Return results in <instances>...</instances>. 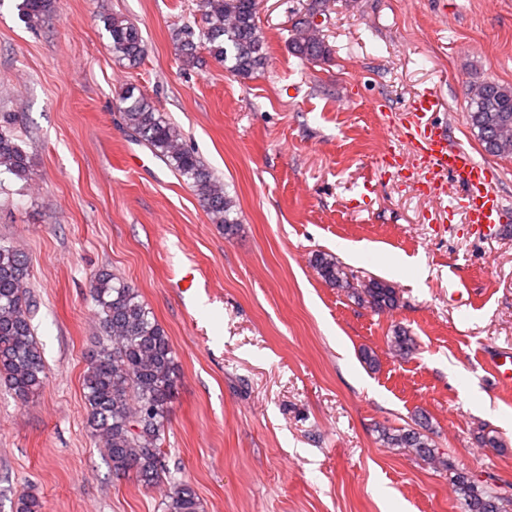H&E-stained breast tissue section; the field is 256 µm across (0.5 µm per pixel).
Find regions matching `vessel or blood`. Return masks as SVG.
Here are the masks:
<instances>
[{"mask_svg":"<svg viewBox=\"0 0 512 512\" xmlns=\"http://www.w3.org/2000/svg\"><path fill=\"white\" fill-rule=\"evenodd\" d=\"M437 107L435 93L420 95L410 105L409 118L400 123V131L414 146L420 167L435 175L448 173L461 185L462 193L449 203V210H464L468 223L480 233L496 232L504 222V209L491 169L453 143L448 133L433 121ZM487 365L503 388H512V350L493 351Z\"/></svg>","mask_w":512,"mask_h":512,"instance_id":"1","label":"vessel or blood"}]
</instances>
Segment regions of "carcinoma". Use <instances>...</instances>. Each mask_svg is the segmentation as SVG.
I'll return each mask as SVG.
<instances>
[{"mask_svg":"<svg viewBox=\"0 0 512 512\" xmlns=\"http://www.w3.org/2000/svg\"><path fill=\"white\" fill-rule=\"evenodd\" d=\"M326 0H313L306 13L295 20L291 45L305 60L327 54L319 36L317 15ZM53 0H16L17 17L26 28L36 30L52 9ZM258 0H198L203 26H184L174 33L180 58L187 66L199 63V51L207 50L230 75L249 78L264 68L268 45L257 25ZM109 47L131 66L140 64L145 43L131 21L111 16L104 20ZM482 91L472 95L466 121L476 132L486 153L512 155V87L483 79ZM123 124L144 141L196 192L212 223L231 233L239 224L234 200L224 183L188 147L180 129L168 121L135 86L119 97ZM31 180V158L19 144L11 122L0 114V172ZM319 277L338 288H347V274L338 259L328 253L314 256ZM29 263L14 246L0 242V378L25 401L43 386L45 362L35 339L30 300ZM357 299L384 311L397 306L395 289L373 279L354 289ZM98 307L102 336L88 355L83 379L88 408L87 424L107 451L112 473L133 475L145 488L163 481L167 472L162 434L168 421L178 379L170 338L147 309L138 290L110 273L98 274L91 285ZM390 350L401 358L416 351L414 337L398 326L389 337ZM380 438L389 448H407L423 460L437 458L438 448L420 421L416 428H381ZM456 492L467 512H512V500L476 486L467 473L454 479ZM165 512H203L195 489L186 483L171 486Z\"/></svg>","mask_w":512,"mask_h":512,"instance_id":"cac0c4a2","label":"carcinoma"}]
</instances>
